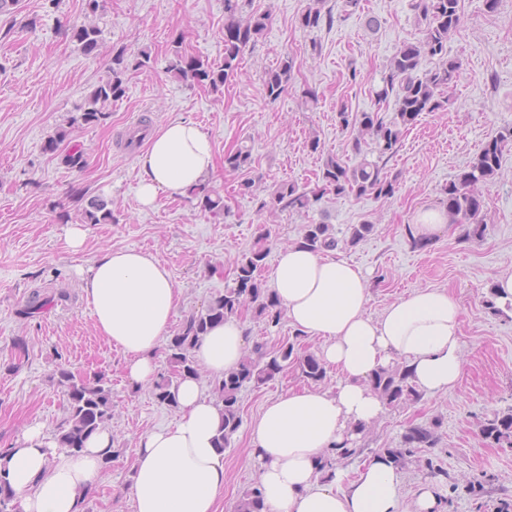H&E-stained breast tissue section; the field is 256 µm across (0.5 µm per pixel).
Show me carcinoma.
Wrapping results in <instances>:
<instances>
[{
  "instance_id": "obj_1",
  "label": "carcinoma",
  "mask_w": 512,
  "mask_h": 512,
  "mask_svg": "<svg viewBox=\"0 0 512 512\" xmlns=\"http://www.w3.org/2000/svg\"><path fill=\"white\" fill-rule=\"evenodd\" d=\"M408 6L424 23L422 37L414 43L403 44L395 51L387 64L383 86L377 92L379 104L395 99L394 117L387 121L378 110L353 114L345 107L340 108L339 124L355 132L353 150L361 156L360 162L351 167L338 156L327 155L320 170L321 187L318 190L308 193L293 183H282L274 192L277 204L288 209L307 210L327 193L338 198L353 195L388 200L395 196L397 178L384 171L379 162L367 159L363 145L370 139L380 156L393 157L404 134L417 124L423 113L444 108L446 101L442 100L441 92L455 82L461 68L459 61L447 58L448 38L460 25L461 0H409ZM224 17V64L214 68L199 58L187 57L176 44L169 67V72L176 79L220 90L239 68L244 49L263 37L269 22L266 13L252 14L245 19L239 17V0H224ZM323 22L324 15L317 7L306 9L300 17V25L304 28L317 29ZM100 35L101 29L93 22L70 27L71 39L80 44L87 54L98 48ZM426 59L434 60L436 64L422 74L420 68ZM295 68L294 59L287 57L276 69L267 72L264 87L269 98L275 100L285 92ZM127 71L125 52L118 50L112 55L108 78L89 93L85 105L80 108L78 120L90 124L104 116L112 102L125 95L124 76ZM510 142L512 127L503 129L486 142L457 178L442 188L452 221L471 225L470 234L476 237L485 231V202L478 185L493 179L501 169L503 150ZM251 164L252 153L245 146L224 155V168L229 171L247 169ZM200 206L214 216L221 215L224 213V198L218 193H206ZM82 216L88 224H108L112 222L111 202L94 196L87 200ZM301 242L307 249L320 253L333 250L338 245L331 226L322 223L304 225ZM268 255V234L265 233L259 235L251 249L237 261L233 286L184 318L165 347L170 374L161 376L152 387L153 395L160 402L172 408L178 407L176 391L180 382L199 374L193 349L215 323L237 315L248 304L257 318L274 326L279 324L282 317L279 300L275 292L265 288L260 278ZM288 367L295 368L307 381L319 382L326 377V368L316 356L302 353L295 342L286 341L269 357L263 352L262 345H255L252 353L242 356L237 368L216 381L214 392L224 407V419L216 437L218 448L227 447L242 424L241 390L250 384L260 387ZM59 384L65 388L67 399L65 428L57 441L60 448L78 453L85 441L112 417V389L100 375L81 376L64 369L59 372ZM369 385L389 406L414 402L420 397L407 369L399 364L376 372L370 377ZM440 428L437 421L428 426H411L403 434L399 447L383 448L381 453L401 466L417 450L436 447ZM479 430L483 439L491 444L506 442L512 445V409L484 418ZM359 452L360 449L347 445L338 448L320 462L319 470L330 481L335 474L336 461L352 458ZM262 509L261 492L257 487L247 492L237 505V512H262ZM17 510L13 490L0 477V512Z\"/></svg>"
}]
</instances>
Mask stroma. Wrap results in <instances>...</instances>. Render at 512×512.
I'll use <instances>...</instances> for the list:
<instances>
[{
	"label": "stroma",
	"mask_w": 512,
	"mask_h": 512,
	"mask_svg": "<svg viewBox=\"0 0 512 512\" xmlns=\"http://www.w3.org/2000/svg\"><path fill=\"white\" fill-rule=\"evenodd\" d=\"M340 2L239 0L242 16L268 14V29L217 92L176 80L168 66L177 39L183 55L223 63L224 0H99L101 39L91 54L62 29L83 22L87 0H20L17 12L0 15V448L34 425L57 439L66 399L60 370L104 373L112 390V460L84 491L82 512H132L127 488L139 439L175 424L178 412L127 376L125 354L98 333L82 298L81 269L111 248L151 252L181 291L180 322L230 285L260 229L270 230L275 252L299 239L303 225L320 222L330 224L339 241L336 257L366 274L369 314L417 288L447 289L462 309L457 386L386 407L358 440L360 454L338 462L336 473L352 480L378 449L397 447L408 427L438 419L441 440L426 452L433 470L414 461L399 470L402 512H413L429 485L442 512H496L499 500L512 501V447L488 444L477 427L482 417L512 408V304L496 302L493 294L498 272L512 265V144L496 177L481 187L482 237L450 223L418 244L406 231L418 211L440 207L442 188L492 136L512 127V0H498L492 10L486 0H461L460 26L448 39V56L461 62L460 75L444 92L445 108L422 114L388 160L386 171L399 178L393 199L327 194L313 209H285L271 202L277 186L316 189L326 154L358 163L353 135L341 128L337 112L344 105L354 113L393 115V107H376L375 92L395 50L421 37L408 0H359L346 16ZM313 5L330 15V25L300 26V15ZM370 16L380 21L377 31L366 27ZM119 49L129 59L150 53L151 68L127 71L126 93L108 117L72 123L91 89L107 78ZM288 56L297 63L294 78L280 98L269 99L264 76ZM175 119L196 123L211 138L216 171L205 187L223 195L226 214L202 211L192 196H162L154 207L140 206V151L126 138L138 126L152 133ZM62 127L67 140L58 152H46L47 139ZM314 138L320 141L316 153L309 147ZM243 139L252 147L251 167L226 170L225 153ZM75 151L83 154V167L65 164L64 155ZM247 180L252 189L241 191ZM92 196L111 201L112 221L84 224V243L70 252L67 233L83 224L82 208ZM363 223L373 224V232L349 244L352 226ZM36 291L45 305L26 314ZM237 318L249 348L261 343L271 352L294 335L288 322L268 325L247 306ZM306 386L288 369L265 385L243 388L242 424L224 450L217 512H236L258 483L251 425L264 405ZM477 481L484 489L475 499L464 487Z\"/></svg>",
	"instance_id": "1"
}]
</instances>
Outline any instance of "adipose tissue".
<instances>
[{
    "mask_svg": "<svg viewBox=\"0 0 512 512\" xmlns=\"http://www.w3.org/2000/svg\"><path fill=\"white\" fill-rule=\"evenodd\" d=\"M138 200L190 196L214 170L213 144L197 125L173 120L156 130L139 158ZM290 326L319 338L335 389L306 388L268 403L252 424L253 454L261 461L263 512H400V481L387 456L366 463L346 489L324 482L317 463L330 448L353 439L356 426L376 421L383 402L369 378L402 361L412 382L430 394L447 392L462 373L457 299L445 289L422 288L370 316L368 282L346 260L314 253L295 242L280 248L268 273ZM83 296L98 332L127 356L126 372L149 385L154 357L167 339L180 290L152 254L109 249L85 270ZM236 318L215 325L195 347L200 366L217 379L243 355ZM176 425L144 434L132 463L133 512H215L224 488V453L215 437L224 407L198 380L177 392ZM112 435L100 429L79 453L55 452L41 427L27 428L6 455L0 473L20 512H81L84 490L99 477Z\"/></svg>",
    "mask_w": 512,
    "mask_h": 512,
    "instance_id": "adipose-tissue-1",
    "label": "adipose tissue"
}]
</instances>
